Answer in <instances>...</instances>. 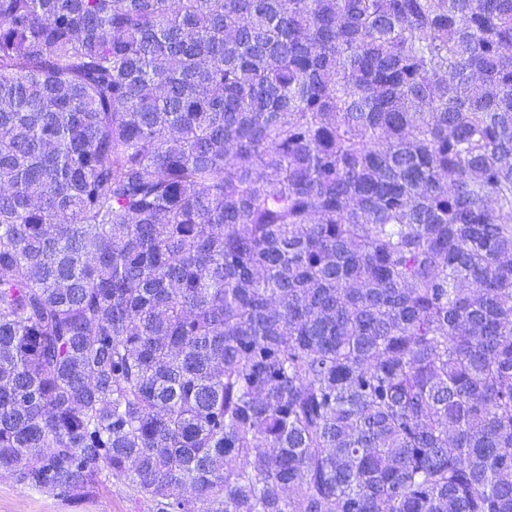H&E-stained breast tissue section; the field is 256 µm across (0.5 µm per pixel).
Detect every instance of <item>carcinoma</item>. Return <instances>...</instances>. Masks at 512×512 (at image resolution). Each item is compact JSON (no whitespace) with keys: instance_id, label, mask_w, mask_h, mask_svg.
Masks as SVG:
<instances>
[{"instance_id":"cac0c4a2","label":"carcinoma","mask_w":512,"mask_h":512,"mask_svg":"<svg viewBox=\"0 0 512 512\" xmlns=\"http://www.w3.org/2000/svg\"><path fill=\"white\" fill-rule=\"evenodd\" d=\"M2 474L512 512V0H0Z\"/></svg>"}]
</instances>
